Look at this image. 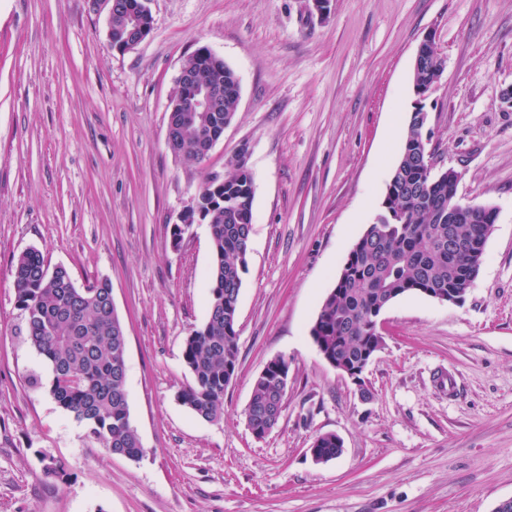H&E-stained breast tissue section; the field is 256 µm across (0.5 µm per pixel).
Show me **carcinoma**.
<instances>
[{"mask_svg":"<svg viewBox=\"0 0 512 512\" xmlns=\"http://www.w3.org/2000/svg\"><path fill=\"white\" fill-rule=\"evenodd\" d=\"M203 81L224 80V112L235 116L240 95L236 72L224 62L190 58ZM178 157L195 156L199 116L185 112ZM422 137L417 113L411 112L401 155L394 166L378 216L354 244V257L341 268L334 288L322 303L309 333L333 358L365 362L379 349L378 316L395 299L410 294L455 292L464 298L483 262L489 225L480 211L460 224L448 223V175L426 169L418 152ZM208 181L199 191V205L209 214L212 241L210 300L204 324L191 331L183 361L191 382L179 393L180 403L197 417L213 422L224 411V391L238 365L237 303L247 270L254 219L253 176L227 166L219 191ZM460 248L448 252V235ZM16 300L25 315V340L52 369L48 392L57 405L84 424L87 437L108 452L132 461L145 454L131 422L127 390L124 327L112 302V288L99 281L79 288L67 269L49 270L42 254L29 249L14 266ZM276 359L267 362L270 375L254 380L245 415L260 432L271 431L281 416L285 392ZM318 457L336 458L333 433L315 438ZM47 478H62L63 467L42 455Z\"/></svg>","mask_w":512,"mask_h":512,"instance_id":"carcinoma-1","label":"carcinoma"}]
</instances>
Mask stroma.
Segmentation results:
<instances>
[{
    "mask_svg": "<svg viewBox=\"0 0 512 512\" xmlns=\"http://www.w3.org/2000/svg\"><path fill=\"white\" fill-rule=\"evenodd\" d=\"M148 6L150 35L120 52L93 0H0V512H494L512 499V0ZM429 35L445 61L424 101L436 167L498 218L462 302L408 294L383 311L364 402L309 329L380 210ZM202 47L234 69L240 97L192 164L167 145V109ZM243 143L255 194L239 365L207 422L177 394L184 340L208 313L210 230L176 244L171 228ZM29 248L77 287L110 280L141 460L90 442L50 397L12 275ZM277 356L288 389L258 440L244 411ZM325 433L344 451L317 463ZM43 454L63 478L43 476Z\"/></svg>",
    "mask_w": 512,
    "mask_h": 512,
    "instance_id": "35a3bbf8",
    "label": "stroma"
}]
</instances>
